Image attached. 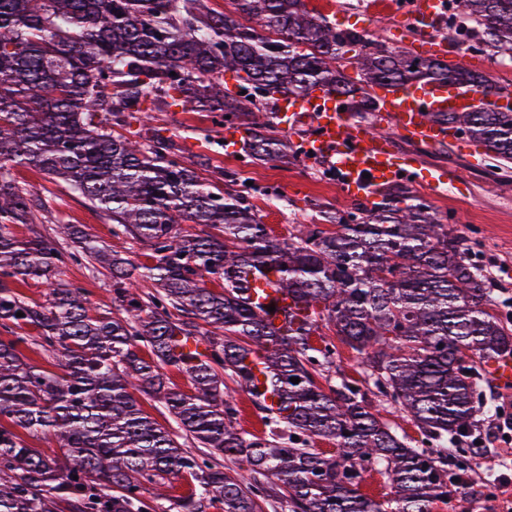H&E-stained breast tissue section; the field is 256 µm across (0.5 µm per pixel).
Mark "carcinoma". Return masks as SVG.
<instances>
[{
    "mask_svg": "<svg viewBox=\"0 0 512 512\" xmlns=\"http://www.w3.org/2000/svg\"><path fill=\"white\" fill-rule=\"evenodd\" d=\"M232 5L223 13L202 0H0V328L12 335L0 338V420L10 423L0 425V512H57L62 500L77 512H147L144 486L164 499L170 475L198 483L179 512H435L466 492L449 464L492 408L476 360L512 356V325L490 307L498 289L475 260L478 242L401 184L361 216L323 212L331 230L302 224L280 238L236 189L237 172H223L226 189L215 192L172 139L133 140L114 127L150 119L149 100L166 111L216 112L246 125L245 155L266 162L291 147L258 115L278 95L325 88L361 118L377 109L374 87H493L464 63L338 28L306 0ZM459 26L479 50L512 59V0H460ZM347 64L359 82L346 77ZM443 121L481 143L497 169L512 164V107ZM15 164L101 210L112 235L146 246L149 262L109 250L78 224L57 225L72 250L16 237L12 227L31 223L44 201L12 179ZM80 260L110 270L121 315L92 313L83 289L57 279ZM270 274L309 314L286 333L246 295L251 278ZM30 279L47 284L45 301L10 286ZM142 282L151 291H140ZM24 325L58 370L26 361ZM181 336L199 338L203 358L178 364ZM339 343L356 354L359 378L325 388L316 377L336 365ZM253 354L279 395L276 410L253 398ZM168 367L187 377L188 390ZM233 390L251 397L265 436L238 428ZM138 393L247 475L182 448L144 413ZM380 398L411 417L420 445L381 418ZM19 429L52 434L65 465L28 447ZM319 440L334 452H321ZM374 471L389 486L378 500L361 493Z\"/></svg>",
    "mask_w": 512,
    "mask_h": 512,
    "instance_id": "carcinoma-1",
    "label": "carcinoma"
}]
</instances>
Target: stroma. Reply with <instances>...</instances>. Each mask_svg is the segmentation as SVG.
Masks as SVG:
<instances>
[{
  "instance_id": "stroma-1",
  "label": "stroma",
  "mask_w": 512,
  "mask_h": 512,
  "mask_svg": "<svg viewBox=\"0 0 512 512\" xmlns=\"http://www.w3.org/2000/svg\"><path fill=\"white\" fill-rule=\"evenodd\" d=\"M378 0H307V5L336 22L343 28L365 31L372 38L392 48L413 49L425 42L429 29L425 26L402 23L386 8H378ZM225 124L211 120L206 112L153 111L146 124L132 123L133 134L144 137L161 133L174 139L182 148L188 165L196 166L199 177L209 184H217L218 175L234 170L240 180L262 185L269 181L280 183L282 193L276 208L259 207L258 212L278 236L285 237L300 224H317L325 210H347L352 197L337 185L322 182L320 165L305 163L296 152H289L287 161L256 163L241 168L236 155L216 153L207 148V140H220ZM420 170L456 169V181L435 191L423 185L412 190L439 212L452 216L465 236L476 237L479 245L476 258L488 263L497 287L501 290L497 310L503 318L512 317V177L501 178L494 172L495 163L485 149L468 146L459 151L454 145L418 150ZM16 183L35 187L46 200L45 210L36 212L32 223L14 225L17 237L28 238L38 233L54 239L59 224H80L98 240L129 259L142 263L145 248L133 240L114 237L112 224L97 210L87 207L82 198L45 179L43 175L25 166L11 170ZM62 281L84 288L94 313L112 316L118 306L112 301V277L108 270H88L85 266L70 264L63 267ZM492 417H485L479 444L472 451L478 457L476 466L464 473L474 489L464 499L466 512H502L507 494L498 487H486V480L500 474L499 463L512 447L496 441L490 435Z\"/></svg>"
}]
</instances>
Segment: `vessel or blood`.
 <instances>
[{
	"label": "vessel or blood",
	"mask_w": 512,
	"mask_h": 512,
	"mask_svg": "<svg viewBox=\"0 0 512 512\" xmlns=\"http://www.w3.org/2000/svg\"><path fill=\"white\" fill-rule=\"evenodd\" d=\"M375 100L385 116L380 130L356 123L344 111L343 97L325 90L307 97L277 99L279 118L313 129L314 157L334 160L343 190L369 199L418 168L413 156L399 152L398 139L423 147L438 146L457 136L454 128L438 121L439 113L470 112L479 107L501 110L512 101V94L497 91L484 96L451 84L411 81L376 91ZM249 295L278 329L297 327L306 317L305 310L293 305L271 281H251Z\"/></svg>",
	"instance_id": "vessel-or-blood-1"
}]
</instances>
